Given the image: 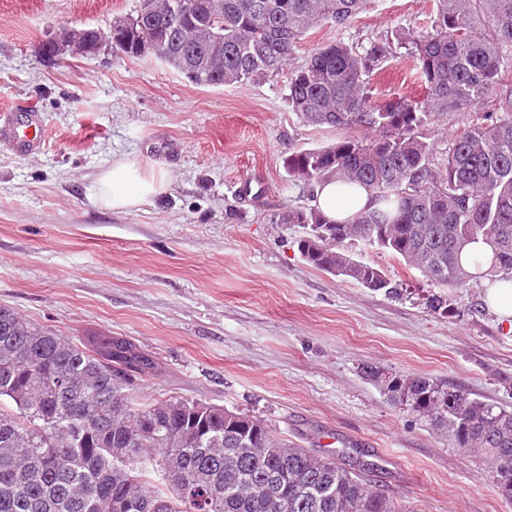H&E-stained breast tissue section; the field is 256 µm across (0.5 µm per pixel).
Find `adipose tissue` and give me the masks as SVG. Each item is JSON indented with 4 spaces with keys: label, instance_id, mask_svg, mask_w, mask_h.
Listing matches in <instances>:
<instances>
[{
    "label": "adipose tissue",
    "instance_id": "adipose-tissue-1",
    "mask_svg": "<svg viewBox=\"0 0 512 512\" xmlns=\"http://www.w3.org/2000/svg\"><path fill=\"white\" fill-rule=\"evenodd\" d=\"M166 186L163 169H143L136 156L128 155L99 174L96 200L104 208L128 211L163 193ZM313 205L330 221L343 224L359 212L374 209L375 201L368 189L359 186L348 193L329 178L316 185Z\"/></svg>",
    "mask_w": 512,
    "mask_h": 512
}]
</instances>
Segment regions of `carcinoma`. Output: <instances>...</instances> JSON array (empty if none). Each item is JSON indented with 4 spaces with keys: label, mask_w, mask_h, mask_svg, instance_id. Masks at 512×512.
Wrapping results in <instances>:
<instances>
[{
    "label": "carcinoma",
    "mask_w": 512,
    "mask_h": 512,
    "mask_svg": "<svg viewBox=\"0 0 512 512\" xmlns=\"http://www.w3.org/2000/svg\"><path fill=\"white\" fill-rule=\"evenodd\" d=\"M139 0L141 24L112 49L129 57L148 47L201 87L277 74L318 25L345 28L372 0ZM407 46L426 98L374 100V72L398 56L391 41L336 40L291 71L288 103L309 125L353 135L335 145L294 151L288 176L307 184L334 178L365 186L384 208L333 224L318 210L290 211L306 224L299 244L316 269L374 291L398 284L355 260L349 241L400 256L432 283L474 278L460 250L477 238L493 251L488 275L512 279V0H433L430 29L396 34ZM492 97L453 134L442 162L426 127ZM371 130L377 136L357 137ZM158 362L131 341L86 336L79 344L0 307V512H404L372 488L355 462L317 456L243 415L232 438L225 409L201 401L142 397L138 381ZM390 398L478 451L499 494L512 500V412L428 377L384 381Z\"/></svg>",
    "instance_id": "cac0c4a2"
}]
</instances>
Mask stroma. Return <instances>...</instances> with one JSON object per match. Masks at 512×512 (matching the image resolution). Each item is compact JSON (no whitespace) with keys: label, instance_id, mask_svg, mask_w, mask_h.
<instances>
[{"label":"stroma","instance_id":"obj_1","mask_svg":"<svg viewBox=\"0 0 512 512\" xmlns=\"http://www.w3.org/2000/svg\"><path fill=\"white\" fill-rule=\"evenodd\" d=\"M138 4L0 0V106L35 108L49 129L25 157L0 145V307L74 342L130 340L161 365L143 397L221 406L313 452L357 458L408 512H512L482 458L369 376H424L512 411V328L486 309L480 281L444 287L353 246L403 284L394 296L303 260L309 226L279 217L310 208L314 188L283 158L345 133L292 112L288 71L200 87L107 47L38 52L62 29H105ZM431 10L432 0H373L350 27L311 31L296 57L427 30ZM127 155L164 169L168 191L130 211L98 207L97 175ZM435 295L447 310H431Z\"/></svg>","mask_w":512,"mask_h":512}]
</instances>
